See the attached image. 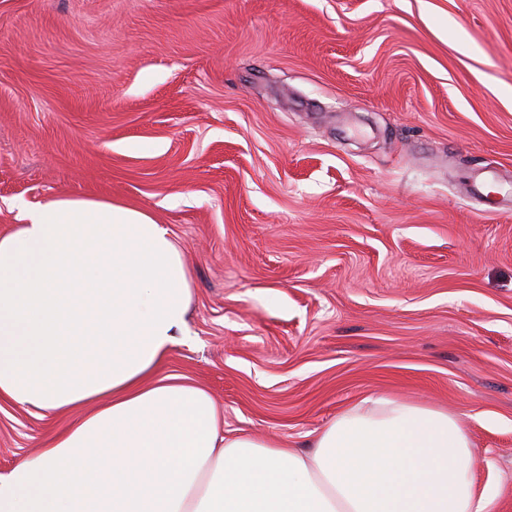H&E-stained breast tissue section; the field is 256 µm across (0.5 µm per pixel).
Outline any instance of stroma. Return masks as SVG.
I'll list each match as a JSON object with an SVG mask.
<instances>
[{"label": "stroma", "instance_id": "35a3bbf8", "mask_svg": "<svg viewBox=\"0 0 512 512\" xmlns=\"http://www.w3.org/2000/svg\"><path fill=\"white\" fill-rule=\"evenodd\" d=\"M66 196L168 228L226 434L444 407L512 512V0H0V232ZM60 424L0 400V473Z\"/></svg>", "mask_w": 512, "mask_h": 512}]
</instances>
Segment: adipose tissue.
I'll return each mask as SVG.
<instances>
[{
  "label": "adipose tissue",
  "mask_w": 512,
  "mask_h": 512,
  "mask_svg": "<svg viewBox=\"0 0 512 512\" xmlns=\"http://www.w3.org/2000/svg\"><path fill=\"white\" fill-rule=\"evenodd\" d=\"M192 299L144 211L62 197L0 233V399L65 420L0 474V512H497L438 407L370 396L304 449L226 435L205 389L159 374Z\"/></svg>",
  "instance_id": "adipose-tissue-1"
}]
</instances>
